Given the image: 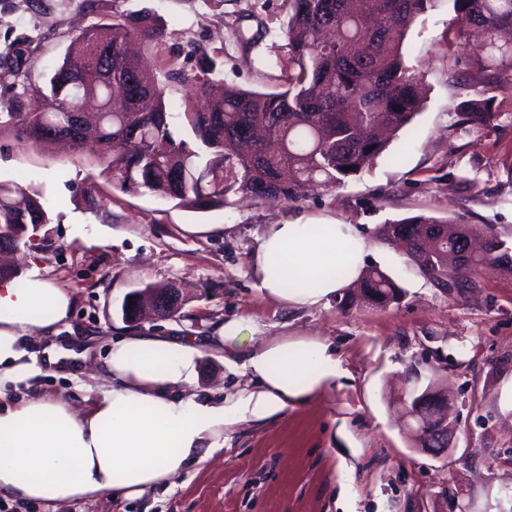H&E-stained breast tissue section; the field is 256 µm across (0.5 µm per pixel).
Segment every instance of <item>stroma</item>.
Here are the masks:
<instances>
[{"mask_svg": "<svg viewBox=\"0 0 512 512\" xmlns=\"http://www.w3.org/2000/svg\"><path fill=\"white\" fill-rule=\"evenodd\" d=\"M160 17L163 43L142 49L156 74L192 71L186 54L202 46L222 60L220 77L244 88H280L279 72L258 55L281 47L286 0H100L94 14L79 0H0V47L20 34L35 42L24 88L39 96L71 38L114 11ZM447 5L410 28L406 50L428 89L422 112L388 151L345 186H311L299 199L245 198L195 212L148 193L113 188L93 150L28 146L0 137V181L41 196L49 224L28 232L16 254L21 275L39 272L69 292L64 336L95 347L81 378L57 372L35 338L43 368L33 392L84 409L105 383L100 365L113 338L137 330L204 336L226 319L258 322L259 342L285 337L331 344L337 373L320 392L283 416L242 421L172 486L135 499L109 495L63 504L0 493V512H512V272L486 269L471 288L444 292L382 240V225L416 215L485 225L512 242V85L495 88L499 119L470 129L455 108L473 98L468 50L449 56L442 41ZM260 49L241 45L257 26ZM352 224L371 244L367 265L404 289L400 303L376 307L352 290L316 307L293 309L255 286L249 257L270 224ZM179 283L175 316L125 322V296L149 285ZM438 382L448 391L455 452L435 458L413 446L402 398ZM199 387L217 397L250 389L241 359L204 352Z\"/></svg>", "mask_w": 512, "mask_h": 512, "instance_id": "obj_1", "label": "stroma"}]
</instances>
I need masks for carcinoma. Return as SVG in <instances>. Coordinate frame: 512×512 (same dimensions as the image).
<instances>
[{
    "label": "carcinoma",
    "mask_w": 512,
    "mask_h": 512,
    "mask_svg": "<svg viewBox=\"0 0 512 512\" xmlns=\"http://www.w3.org/2000/svg\"><path fill=\"white\" fill-rule=\"evenodd\" d=\"M438 0H288L281 28L284 53L261 57L267 69L288 71L275 91L243 89L219 78L222 63L200 46L186 57L195 61L188 78L197 108L186 101L181 118L195 141L179 138L167 112L158 76L140 67L128 51L132 41L162 43L164 27L150 14L117 12L112 23H95L71 40L49 79V93L30 101L17 91L27 78L25 63L33 39L22 34L0 50V71L14 83L0 91V133L19 142L45 146L67 135L72 146L93 137L100 144L101 173L122 192L149 193L193 211L220 209L245 194L288 201L311 183L337 188L360 175L387 149L392 136L419 114L426 89L403 51L405 36L418 17ZM454 14L442 40L454 53L470 28L484 34L469 52L468 80L490 86L512 81V0H447ZM361 39L366 50L349 57L346 46ZM112 49V89L97 72V51ZM136 76L149 109L130 110L124 80ZM90 96L98 109L76 111ZM461 123L472 128L500 118L485 95L457 106ZM261 136L250 139L253 129ZM49 223L39 194L13 182H0V248L16 249L29 229ZM384 239L401 250L435 285L457 287L453 273L462 262L478 270L495 263L512 271V246L475 225L448 218L413 216L385 224ZM485 236L484 251L462 255L467 240ZM437 248L427 252V239ZM364 300L380 307L398 303L402 288L378 268L359 280Z\"/></svg>",
    "instance_id": "1"
}]
</instances>
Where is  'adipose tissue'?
I'll use <instances>...</instances> for the list:
<instances>
[{
  "label": "adipose tissue",
  "mask_w": 512,
  "mask_h": 512,
  "mask_svg": "<svg viewBox=\"0 0 512 512\" xmlns=\"http://www.w3.org/2000/svg\"><path fill=\"white\" fill-rule=\"evenodd\" d=\"M370 244L350 224H271L250 255L259 291L291 308L321 304L359 278ZM65 289L38 275L0 280V492L61 503L105 493L136 498L180 476L225 425L261 420L322 389L337 371L330 345L278 340L252 349L257 325L229 319L196 342L136 333L113 339L108 383L83 413L59 399L16 395L42 370L26 349L32 333L53 339L70 315ZM243 353L257 388L217 399L198 389L203 349Z\"/></svg>",
  "instance_id": "obj_1"
}]
</instances>
